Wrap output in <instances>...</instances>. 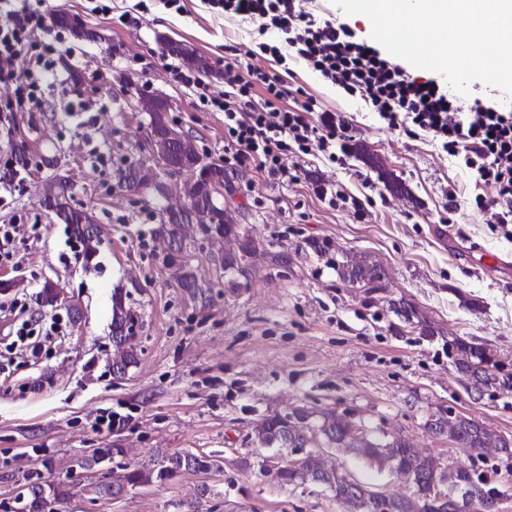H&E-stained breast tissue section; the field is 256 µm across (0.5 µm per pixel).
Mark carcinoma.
I'll return each instance as SVG.
<instances>
[{
  "instance_id": "obj_1",
  "label": "carcinoma",
  "mask_w": 512,
  "mask_h": 512,
  "mask_svg": "<svg viewBox=\"0 0 512 512\" xmlns=\"http://www.w3.org/2000/svg\"><path fill=\"white\" fill-rule=\"evenodd\" d=\"M186 194L193 202L194 208L209 207V196L198 184H185ZM72 195L67 185H58V193L44 198L43 204L52 210L58 220L66 224L86 245L87 253L95 252L93 242L96 235L89 233L93 227L94 216L83 209L71 205ZM339 278L351 286H368L383 279L384 270L380 264L370 257H365L355 267L349 261L336 265ZM130 319L122 304H116L113 309L112 324L115 334L119 335V343L126 342L124 331L131 330L128 326ZM448 348L455 350V366L468 374L472 387L477 392L492 388H512V371L496 360L494 354L482 346L456 338L448 343ZM135 364L133 350H127L112 359V370L124 374ZM314 416L306 407L293 410V419L287 420L279 414L265 418L255 431L257 442L263 448H304L310 442L307 435L309 420ZM350 421L334 412L320 414L319 432L327 448H349L348 440ZM434 431L441 434L448 432V438L455 444L467 448L482 450L495 448L502 459L508 461L512 468V439L506 438L471 418L457 415L453 424L439 425ZM354 450L363 456L370 464L378 468L399 466L414 488V493L421 497L433 483L448 486V503L445 512H498L500 492L488 476H483L475 469H440L432 459L417 454L401 437L380 442L369 440L354 446ZM210 467V462L194 454H173L165 458L157 469L123 473L110 483L97 487V492L118 497L128 488L151 482L152 479H164L182 470L204 471ZM280 479L288 484L311 482L329 489L336 498L347 507L348 512H366L365 500L373 494L364 485L356 482H346L344 473L336 468H326L318 455L309 454L302 458V463L296 469H285L279 474ZM464 488L476 497L473 509L460 503L455 490ZM63 494L60 485L32 482L25 495V512H45L49 498H59Z\"/></svg>"
}]
</instances>
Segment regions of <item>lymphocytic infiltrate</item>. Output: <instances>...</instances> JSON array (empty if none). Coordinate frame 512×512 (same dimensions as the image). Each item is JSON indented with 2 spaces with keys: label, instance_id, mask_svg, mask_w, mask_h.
I'll list each match as a JSON object with an SVG mask.
<instances>
[{
  "label": "lymphocytic infiltrate",
  "instance_id": "lymphocytic-infiltrate-1",
  "mask_svg": "<svg viewBox=\"0 0 512 512\" xmlns=\"http://www.w3.org/2000/svg\"><path fill=\"white\" fill-rule=\"evenodd\" d=\"M231 17L261 19L262 30L275 31L280 45L261 44L263 52L280 56L281 46L312 65L324 80L371 104L388 127H414L432 135L449 155L462 158L477 180L495 195L478 207L487 223L512 224V113L475 99L462 111L436 80L411 76L387 60L374 44L357 37L345 24L321 19L303 10L300 0H209ZM45 15L17 0L0 8V83L11 94L0 99V112L19 111L34 101L41 80L52 70L54 48L33 41L44 28ZM169 72L177 82L199 88L200 107L224 114V160L249 165L271 177L286 176L291 158L314 152L331 154L344 141L346 124L332 112L315 113L306 99L285 107L288 82L282 74L245 69L238 61L224 64L223 95L206 92L203 79L176 65ZM266 96L255 103V87ZM62 319L54 317L32 328L22 321L12 346L30 360H38L44 341L65 335Z\"/></svg>",
  "mask_w": 512,
  "mask_h": 512
}]
</instances>
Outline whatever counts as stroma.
Wrapping results in <instances>:
<instances>
[{
  "instance_id": "obj_1",
  "label": "stroma",
  "mask_w": 512,
  "mask_h": 512,
  "mask_svg": "<svg viewBox=\"0 0 512 512\" xmlns=\"http://www.w3.org/2000/svg\"><path fill=\"white\" fill-rule=\"evenodd\" d=\"M180 4L39 0L47 18L79 17L85 34L53 25L36 32L55 46L56 69L39 107L0 129V151L22 141L29 156L23 190L0 191V224L17 227L0 298L19 299L27 319L63 317L69 331L45 343L38 362L17 355L0 372V512H16L33 481L64 487L46 512H343L319 486L282 483L274 463L287 451L255 441L263 418L299 406L347 416L373 437H403L442 466L471 467L474 451L427 422L450 409L512 437V389L475 392L448 355L460 337L512 370V236L475 203L492 188L429 134L387 128L368 101L325 82L295 53L281 63L258 52L278 39L259 21L214 13L204 0ZM170 43L206 60L202 78L215 95L228 59L288 72L291 89L344 118L347 152L306 156L280 180L226 165L224 115L199 108L197 88L168 73ZM146 89L165 94L170 121L205 162L223 166L234 233L195 221L162 231V219L185 205L179 188L191 172L168 178L162 194L120 183L119 171L152 158L149 116L137 109ZM52 178L66 180L73 206L95 216L93 257L43 206ZM354 255L382 265L377 287L340 280L337 262ZM228 257L234 267H225ZM49 282L61 295L52 306L41 298ZM117 298L133 321L135 363L122 376L112 372ZM399 303L437 335L405 322ZM106 408L125 421L96 430ZM97 448L114 454L80 468ZM187 452L210 469L117 499L95 491L114 474ZM323 460L384 494L413 492L402 475L355 454L330 449Z\"/></svg>"
}]
</instances>
